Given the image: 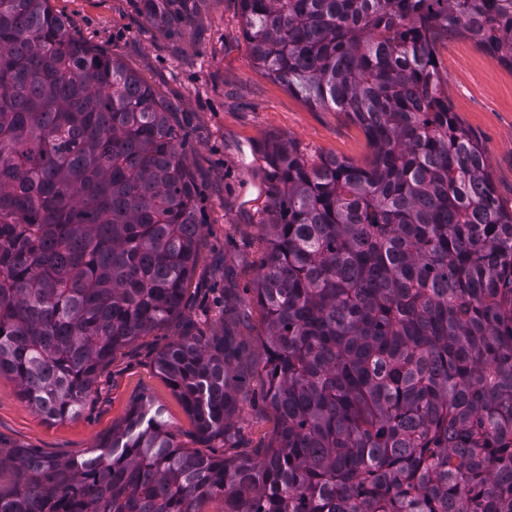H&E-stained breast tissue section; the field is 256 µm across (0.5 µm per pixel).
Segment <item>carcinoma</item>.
Returning a JSON list of instances; mask_svg holds the SVG:
<instances>
[{
    "label": "carcinoma",
    "instance_id": "carcinoma-1",
    "mask_svg": "<svg viewBox=\"0 0 512 512\" xmlns=\"http://www.w3.org/2000/svg\"><path fill=\"white\" fill-rule=\"evenodd\" d=\"M201 0H136L151 25ZM255 64L347 113L367 164L278 142L258 274L256 456L176 441L136 404L79 458L0 449V512H512V212L448 108L436 41L512 68V0H239ZM167 105L49 0H0V376L78 416L119 349L180 313L202 230ZM186 321L156 366L197 442L237 448L240 314Z\"/></svg>",
    "mask_w": 512,
    "mask_h": 512
}]
</instances>
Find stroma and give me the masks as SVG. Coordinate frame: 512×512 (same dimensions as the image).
Wrapping results in <instances>:
<instances>
[{
	"label": "stroma",
	"mask_w": 512,
	"mask_h": 512,
	"mask_svg": "<svg viewBox=\"0 0 512 512\" xmlns=\"http://www.w3.org/2000/svg\"><path fill=\"white\" fill-rule=\"evenodd\" d=\"M50 5L77 37L120 55L168 103L173 124L187 135L183 156L205 224L183 315L196 318L225 288L236 289L242 337L261 355L267 323L255 286L267 253L262 221L273 183L256 173L268 168L266 148L291 138L306 158L334 156L362 165L372 154L363 131L345 113L309 107L254 63L237 0H204L192 24L172 29L147 24L133 0ZM436 53L448 107L478 142L497 198L512 210V70L459 35L438 41ZM179 329L172 323L116 351L97 392L70 420L48 421L21 399L13 381L0 377V448L21 446L61 460L81 456L143 399L162 407L182 443L193 445L195 425L155 367ZM266 390L264 374L246 369L238 423L250 449L267 447L275 435Z\"/></svg>",
	"instance_id": "stroma-1"
}]
</instances>
